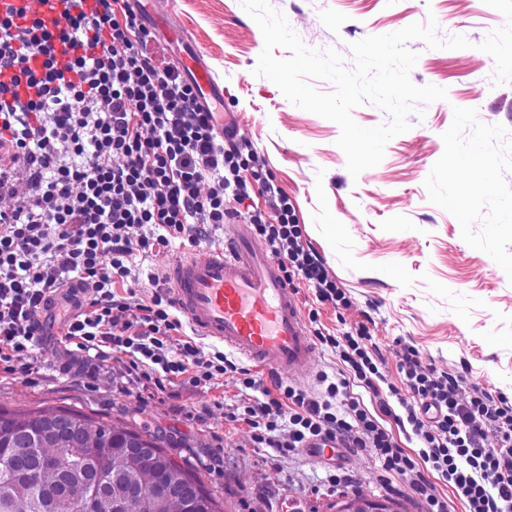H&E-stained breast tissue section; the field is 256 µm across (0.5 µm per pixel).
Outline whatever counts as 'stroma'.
<instances>
[{"label":"stroma","mask_w":512,"mask_h":512,"mask_svg":"<svg viewBox=\"0 0 512 512\" xmlns=\"http://www.w3.org/2000/svg\"><path fill=\"white\" fill-rule=\"evenodd\" d=\"M158 2L202 51L255 168L287 196L304 247L350 300L346 308L318 301L293 279L309 332L333 336L366 325L368 347L395 388L403 386L400 363L411 345L423 362L459 379L461 396L484 391L512 403V205L502 198L512 185V83L491 81L494 60L477 48L504 16L484 0H270L307 48L336 49L348 68L351 43L431 17L440 39L462 35L471 43L431 49L408 42L419 55L411 81L446 88L448 98L409 114V130L389 141L381 163L354 177L336 144L338 125L255 75L264 39L242 0ZM223 245L219 230L147 259L134 255L132 268L146 265L161 277L185 253ZM60 347L72 367L58 366L39 346L29 373L0 363V407L77 406L163 435L170 457L199 478L222 512H277L283 498L295 512H328L344 495L429 512L405 477L385 472L371 452L342 447L322 461L301 447L279 453L255 442L245 421L229 420L228 412L257 397L244 377L273 387L262 366L240 358L237 372L197 386L181 376L150 395L124 354L89 360L69 342ZM316 349L312 371L282 382L323 401L344 366L330 346Z\"/></svg>","instance_id":"35a3bbf8"}]
</instances>
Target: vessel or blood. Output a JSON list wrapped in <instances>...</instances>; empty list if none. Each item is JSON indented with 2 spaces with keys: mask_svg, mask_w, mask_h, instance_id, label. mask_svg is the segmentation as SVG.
Wrapping results in <instances>:
<instances>
[{
  "mask_svg": "<svg viewBox=\"0 0 512 512\" xmlns=\"http://www.w3.org/2000/svg\"><path fill=\"white\" fill-rule=\"evenodd\" d=\"M161 24L165 39L183 49L181 67L194 82L199 102L223 97L202 54L186 51V32L166 17ZM167 276L173 306L197 336L220 342L275 372L294 376L313 368L316 347L296 293L278 262L254 247L243 225H231L223 248L191 253L172 263ZM81 296L78 288L58 289L38 315L39 340L62 366L67 360L49 330L76 312Z\"/></svg>",
  "mask_w": 512,
  "mask_h": 512,
  "instance_id": "obj_1",
  "label": "vessel or blood"
}]
</instances>
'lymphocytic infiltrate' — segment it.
<instances>
[{"label": "lymphocytic infiltrate", "instance_id": "f902f5d3", "mask_svg": "<svg viewBox=\"0 0 512 512\" xmlns=\"http://www.w3.org/2000/svg\"><path fill=\"white\" fill-rule=\"evenodd\" d=\"M48 2L0 16V362L14 373L29 370L39 309L68 285L91 295L67 324L78 350L104 360L123 352L158 388L184 374L197 386L237 372L223 353L204 359L188 342L167 355L182 323L155 274L147 276L156 286L147 305L132 307L115 286L130 276L134 251L148 255L181 238L193 244L239 216L267 241L285 278H304L320 301L345 302L302 247L288 200L270 181L262 190L274 197L277 223L227 206V198L249 196L243 147L226 145L181 68L151 55V35L130 0H63L49 23L41 12ZM368 339L361 326L325 342L387 413L397 391L385 386ZM401 370L411 394L438 411L427 422L398 398L394 420L421 441L423 461L453 483L468 512H512V407L484 393L461 400L455 382L422 364L414 348H406ZM348 386L344 378L329 384L323 403L288 386L260 389L261 400L244 409L255 442L285 451L321 436L370 449L385 470L410 476L411 492L430 512H447L363 404L333 407ZM283 418L284 442L273 437ZM491 431L493 448L485 445Z\"/></svg>", "mask_w": 512, "mask_h": 512}]
</instances>
